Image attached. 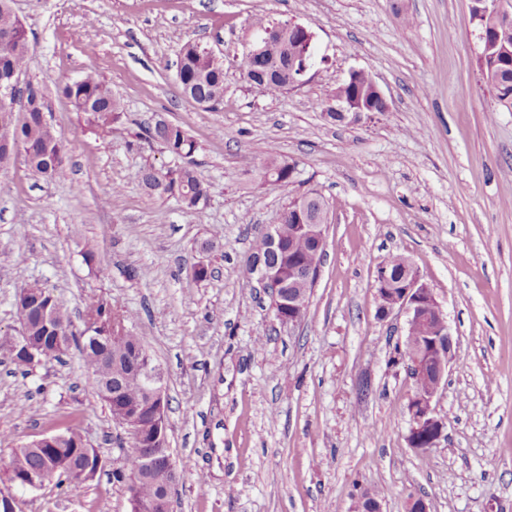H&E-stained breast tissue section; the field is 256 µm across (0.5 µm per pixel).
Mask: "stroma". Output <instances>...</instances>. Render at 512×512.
Here are the masks:
<instances>
[{
	"mask_svg": "<svg viewBox=\"0 0 512 512\" xmlns=\"http://www.w3.org/2000/svg\"><path fill=\"white\" fill-rule=\"evenodd\" d=\"M470 5L14 0L30 41L24 78L46 91L65 162L50 179L21 155L0 172V340L17 336L15 299L34 284L77 334L89 296L128 312L164 374L168 444L183 467L172 512H353L364 489L382 512H404L412 495L429 512H512V108L479 67ZM256 14L312 32L319 59L298 87L274 93L241 76L235 57ZM188 40L224 60L216 107L180 93L176 54ZM353 69L389 109L328 122L316 105ZM91 70L123 107L105 131L62 93ZM159 119L199 146L208 197L197 210L142 183L145 168L176 166L144 134ZM270 144L298 164L290 190L245 171L244 157ZM310 189L331 216L306 314L288 326L248 258L253 237ZM391 253L433 288L456 344L434 400L443 436L425 452L408 442L412 381L396 353L407 316L377 313L374 277ZM200 264L207 280L193 275ZM69 426L103 468L79 498L52 484L15 490L16 512H128L112 472L130 438L78 346L29 370L0 348V470L12 449Z\"/></svg>",
	"mask_w": 512,
	"mask_h": 512,
	"instance_id": "1",
	"label": "stroma"
}]
</instances>
